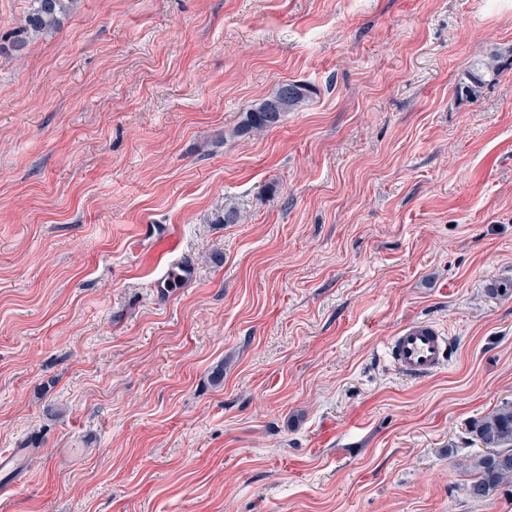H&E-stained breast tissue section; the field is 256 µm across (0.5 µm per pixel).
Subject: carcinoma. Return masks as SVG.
<instances>
[{
    "instance_id": "cac0c4a2",
    "label": "carcinoma",
    "mask_w": 512,
    "mask_h": 512,
    "mask_svg": "<svg viewBox=\"0 0 512 512\" xmlns=\"http://www.w3.org/2000/svg\"><path fill=\"white\" fill-rule=\"evenodd\" d=\"M22 31L35 36L49 35L60 27L62 17L71 10L74 0H30ZM496 57L480 63L467 73L471 87L478 88L486 77L498 75ZM312 88L296 81H284L266 98L245 113L237 128L239 134L267 131L279 124L286 112H293L308 102ZM476 440L486 453L470 458L468 469L474 475L468 487L470 496L483 499L504 487L512 486V404L504 405L482 417L472 426Z\"/></svg>"
}]
</instances>
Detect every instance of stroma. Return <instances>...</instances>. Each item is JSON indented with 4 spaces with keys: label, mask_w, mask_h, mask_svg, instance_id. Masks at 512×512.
<instances>
[{
    "label": "stroma",
    "mask_w": 512,
    "mask_h": 512,
    "mask_svg": "<svg viewBox=\"0 0 512 512\" xmlns=\"http://www.w3.org/2000/svg\"><path fill=\"white\" fill-rule=\"evenodd\" d=\"M29 7L0 0V512H512L465 466L512 403V0ZM286 80L309 101L236 134ZM416 320L452 342L426 379L384 355ZM30 9L23 19L22 32L35 36L56 32L62 17L71 10L74 0H30Z\"/></svg>",
    "instance_id": "1"
}]
</instances>
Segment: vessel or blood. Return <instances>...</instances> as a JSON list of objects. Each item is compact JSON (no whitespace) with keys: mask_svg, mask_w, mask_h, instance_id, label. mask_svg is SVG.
Instances as JSON below:
<instances>
[{"mask_svg":"<svg viewBox=\"0 0 512 512\" xmlns=\"http://www.w3.org/2000/svg\"><path fill=\"white\" fill-rule=\"evenodd\" d=\"M451 350L449 336L427 321L402 325L385 343L391 365L405 376L420 379L439 372Z\"/></svg>","mask_w":512,"mask_h":512,"instance_id":"obj_1","label":"vessel or blood"}]
</instances>
